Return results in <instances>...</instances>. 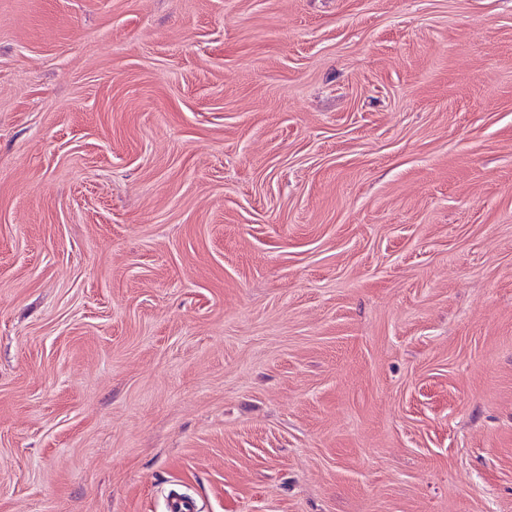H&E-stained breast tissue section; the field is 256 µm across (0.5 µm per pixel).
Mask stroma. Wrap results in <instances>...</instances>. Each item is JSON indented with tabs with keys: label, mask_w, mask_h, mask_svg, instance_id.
<instances>
[{
	"label": "stroma",
	"mask_w": 512,
	"mask_h": 512,
	"mask_svg": "<svg viewBox=\"0 0 512 512\" xmlns=\"http://www.w3.org/2000/svg\"><path fill=\"white\" fill-rule=\"evenodd\" d=\"M512 512V0H0V512Z\"/></svg>",
	"instance_id": "stroma-1"
}]
</instances>
